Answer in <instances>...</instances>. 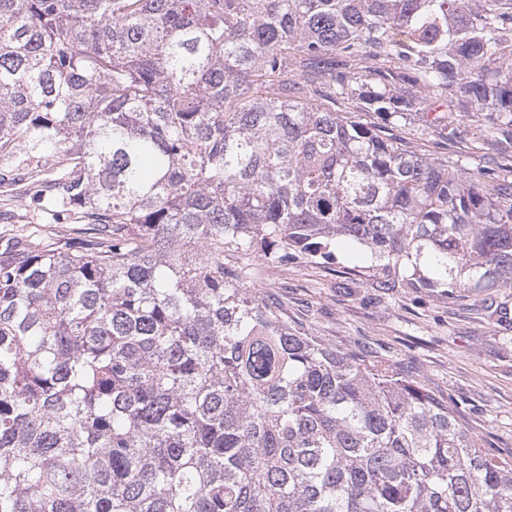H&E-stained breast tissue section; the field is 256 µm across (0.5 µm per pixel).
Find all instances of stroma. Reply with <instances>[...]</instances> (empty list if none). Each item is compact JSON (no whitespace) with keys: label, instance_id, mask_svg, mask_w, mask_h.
Segmentation results:
<instances>
[{"label":"stroma","instance_id":"obj_1","mask_svg":"<svg viewBox=\"0 0 512 512\" xmlns=\"http://www.w3.org/2000/svg\"><path fill=\"white\" fill-rule=\"evenodd\" d=\"M460 135L445 141L419 135L416 123L395 128L417 150L456 159L478 146L498 172L512 171V153L501 154L483 135L485 115H458ZM39 188L23 195L0 187V232L28 234L75 223L74 214L38 202ZM253 287L288 303V320L339 348L357 343L368 354L397 365L438 399L489 453L512 457V288H413L385 280L368 252L337 248L333 269L313 263L269 269L251 262Z\"/></svg>","mask_w":512,"mask_h":512}]
</instances>
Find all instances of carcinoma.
<instances>
[{
	"instance_id": "cac0c4a2",
	"label": "carcinoma",
	"mask_w": 512,
	"mask_h": 512,
	"mask_svg": "<svg viewBox=\"0 0 512 512\" xmlns=\"http://www.w3.org/2000/svg\"><path fill=\"white\" fill-rule=\"evenodd\" d=\"M461 107L512 149V0H0V185L82 222L0 238V512H512L448 404L224 264L511 288L512 179L352 116Z\"/></svg>"
}]
</instances>
